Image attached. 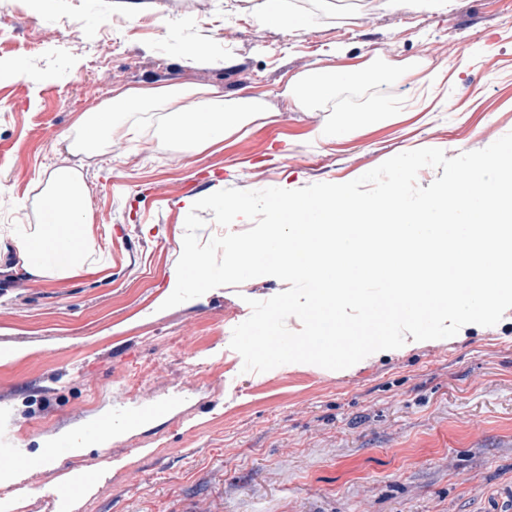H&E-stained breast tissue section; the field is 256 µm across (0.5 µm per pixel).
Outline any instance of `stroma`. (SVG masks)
Here are the masks:
<instances>
[{"instance_id": "obj_1", "label": "stroma", "mask_w": 512, "mask_h": 512, "mask_svg": "<svg viewBox=\"0 0 512 512\" xmlns=\"http://www.w3.org/2000/svg\"><path fill=\"white\" fill-rule=\"evenodd\" d=\"M258 0H0V482L12 512H59L68 473L93 477L68 512H493L512 486V309L491 327L407 341L352 367L243 372L230 346L272 276L172 308L188 201L235 188L345 183L419 148L446 157L512 132V7L505 0H289L306 30L265 27ZM203 46L196 66L184 53ZM359 67L335 96L286 103L287 77ZM214 86L267 114L196 151L163 144L148 112L91 154L78 118L113 90ZM344 112H378L315 140ZM77 170L92 213V271L39 279L33 229L52 170ZM164 405L138 424L135 410ZM107 444L72 452L87 424Z\"/></svg>"}]
</instances>
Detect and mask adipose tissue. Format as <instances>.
I'll return each mask as SVG.
<instances>
[{
  "label": "adipose tissue",
  "instance_id": "1",
  "mask_svg": "<svg viewBox=\"0 0 512 512\" xmlns=\"http://www.w3.org/2000/svg\"><path fill=\"white\" fill-rule=\"evenodd\" d=\"M353 68H318L287 79L284 93L298 105L334 94L340 81L353 78ZM194 98L195 111H184L181 102ZM256 99L225 98L212 86L171 85L115 91L111 102L84 115L70 143L76 151L97 150L125 125L130 112H161L165 138L197 147L222 140L225 134L263 111ZM90 216L79 172L61 167L49 175L40 197V222L34 231L21 233L18 249L25 270L34 276L71 278L84 271Z\"/></svg>",
  "mask_w": 512,
  "mask_h": 512
}]
</instances>
